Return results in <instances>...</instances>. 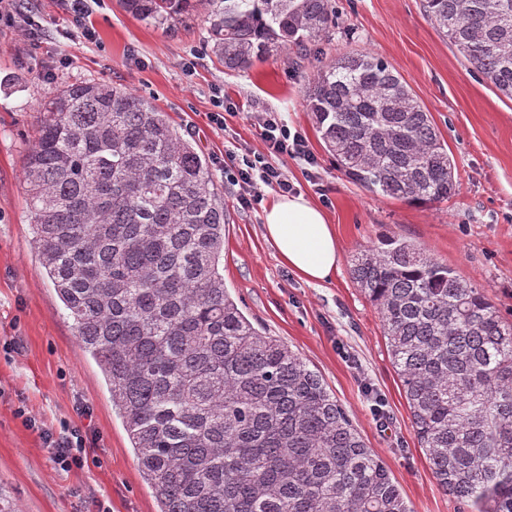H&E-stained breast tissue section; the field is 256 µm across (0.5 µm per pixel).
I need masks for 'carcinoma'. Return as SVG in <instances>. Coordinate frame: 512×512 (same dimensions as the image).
<instances>
[{"label": "carcinoma", "instance_id": "carcinoma-1", "mask_svg": "<svg viewBox=\"0 0 512 512\" xmlns=\"http://www.w3.org/2000/svg\"><path fill=\"white\" fill-rule=\"evenodd\" d=\"M169 28L202 12L224 70L307 56L334 0H120ZM434 27L512 99V0H424ZM306 105L347 177L437 204L455 165L407 82L372 54L318 67ZM24 167L33 245L97 364L159 512H412L321 377L257 329L224 285V205L205 156L144 97L65 87ZM376 307L415 437L464 512H512V323L484 287L416 244L351 259Z\"/></svg>", "mask_w": 512, "mask_h": 512}]
</instances>
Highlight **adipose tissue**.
<instances>
[{
	"label": "adipose tissue",
	"instance_id": "adipose-tissue-1",
	"mask_svg": "<svg viewBox=\"0 0 512 512\" xmlns=\"http://www.w3.org/2000/svg\"><path fill=\"white\" fill-rule=\"evenodd\" d=\"M264 234L280 261L309 283L335 273L340 246L324 212L304 195L278 197L264 209Z\"/></svg>",
	"mask_w": 512,
	"mask_h": 512
}]
</instances>
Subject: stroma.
<instances>
[{
    "label": "stroma",
    "instance_id": "1",
    "mask_svg": "<svg viewBox=\"0 0 512 512\" xmlns=\"http://www.w3.org/2000/svg\"><path fill=\"white\" fill-rule=\"evenodd\" d=\"M38 33L0 27V494L14 512H158L95 362L33 248L24 165L43 118L41 104L65 85L94 80L135 92L165 112L209 159L228 218L224 282L252 321L279 337L323 378L366 444L385 463L413 512H460L419 448L376 308L349 262L387 234L416 243L459 275L483 285L512 321V100L473 73L427 18L423 0H336L330 43L298 60L285 51L240 72L208 53L201 15L156 27L119 0H94V40L77 36L61 0H23ZM353 50L386 60L431 112L456 166L460 192L427 206L373 194L340 171L325 150L304 91L325 58ZM236 113L209 115L219 97ZM280 113L300 131L313 164L289 161L296 192L320 206L340 245L329 282L307 283L265 238L263 210L249 208L224 176L229 154L264 151L251 113ZM26 416H19V408ZM85 433L87 460L57 464L50 437Z\"/></svg>",
    "mask_w": 512,
    "mask_h": 512
}]
</instances>
